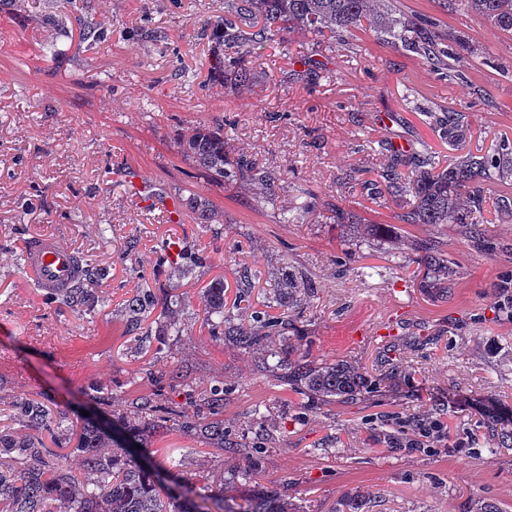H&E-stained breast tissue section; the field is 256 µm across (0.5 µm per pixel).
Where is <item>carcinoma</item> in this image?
<instances>
[{
  "instance_id": "carcinoma-1",
  "label": "carcinoma",
  "mask_w": 512,
  "mask_h": 512,
  "mask_svg": "<svg viewBox=\"0 0 512 512\" xmlns=\"http://www.w3.org/2000/svg\"><path fill=\"white\" fill-rule=\"evenodd\" d=\"M446 11L457 6L486 21L491 27L512 34V0H442ZM361 27L379 34L392 45L400 44L416 52L433 69L446 65L445 58L461 63L473 49L461 36L441 35L435 23L385 8V0H238L228 16L210 23L211 42L209 76L222 82L231 75L240 86L250 82V70L239 63V56L253 54L274 42L278 35H310L336 38V33ZM448 47H442L443 41ZM462 115L448 113L443 138L457 147L466 137ZM179 152L215 183L235 182L268 190L273 175L250 156L229 155L221 127H198L177 142ZM512 182V145L502 144L487 156L472 153L455 156L443 166L430 152H413L409 159L390 151L380 180L368 183L374 195L393 196L400 209L396 218L403 224H455L465 236L480 242L482 230L474 214L482 208L487 186ZM300 205L283 212V221L297 224L309 214L311 190L298 189ZM199 223L209 224L214 213L207 202L190 198ZM419 265L424 267L422 287L434 289L448 279V259L437 245L425 243L418 248ZM84 280L65 293L68 305L90 304L98 269L89 262ZM274 307L281 310L254 324H224V282L207 288L206 323L213 336L227 339L255 356V369L268 374L292 391L320 404H347L373 389L382 378L347 361L314 364L291 342L288 330L293 317L300 316L304 297L313 294L310 280L301 272L288 270L271 284ZM153 302L141 291L125 300L124 312L131 330L141 329ZM195 407L209 419L181 420L187 430L203 432L221 454L235 457L240 452H255L224 429V387L212 386L189 395ZM46 395L12 401L8 410L17 414L20 434L7 425L0 429V512H297L288 497L252 484L255 470L241 474L245 487L237 495H224V480L219 493L196 501L172 494L160 473L174 467V461L161 463L144 458L140 462L129 446L120 441L102 421L86 416L74 422L62 409H52ZM130 411L142 421L133 440L148 450L151 430L155 429L158 398L141 395L131 400ZM489 424L498 439V447L512 448V420L492 419ZM50 427L63 430L75 441L72 452L81 457V469L75 471L67 456L48 447L39 432Z\"/></svg>"
}]
</instances>
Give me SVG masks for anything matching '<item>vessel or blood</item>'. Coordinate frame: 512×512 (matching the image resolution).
<instances>
[{"label":"vessel or blood","mask_w":512,"mask_h":512,"mask_svg":"<svg viewBox=\"0 0 512 512\" xmlns=\"http://www.w3.org/2000/svg\"><path fill=\"white\" fill-rule=\"evenodd\" d=\"M25 268L37 287L48 296L63 294L80 281L83 274L78 255L47 235L31 240Z\"/></svg>","instance_id":"vessel-or-blood-1"}]
</instances>
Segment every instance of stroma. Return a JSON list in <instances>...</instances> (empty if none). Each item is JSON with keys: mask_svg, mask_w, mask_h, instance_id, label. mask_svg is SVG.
Returning <instances> with one entry per match:
<instances>
[{"mask_svg": "<svg viewBox=\"0 0 512 512\" xmlns=\"http://www.w3.org/2000/svg\"><path fill=\"white\" fill-rule=\"evenodd\" d=\"M388 6L468 40L462 78L352 28L332 48L285 38L248 57V87L220 85L207 78L205 25L227 0H0L1 403L46 394L119 433L125 401L158 391L183 401L167 378L176 366L183 383L224 388L225 430L260 448V484L301 512H329L357 494L367 512H473L484 501L512 512V450H495L487 427L491 414L512 417V304L499 290L512 278V210L497 205L512 199V184L487 196L489 243L480 247L453 224L397 223L389 197L344 179L353 167L374 179L382 167L376 151L357 150L360 140L424 143L451 159L439 124L447 111L463 115L468 151L512 141V36L475 14L448 13L441 0ZM84 24L98 27L97 40L81 39ZM307 59L321 66L314 86ZM227 120L229 149L277 173L269 195L213 183L178 153L181 136ZM300 186L315 192L316 211L280 223ZM192 193L208 201L212 223L186 208ZM336 200L388 234L350 243L349 226L324 209ZM44 233L101 269L94 311L43 297L25 278L24 244ZM422 241L448 258L447 297L426 292L414 274ZM189 260L194 270L182 274ZM369 266L376 275L365 276ZM285 268L317 287L291 330L311 361L372 372L392 351L401 374L355 403L318 405L210 335L205 288L223 279L225 315L247 323ZM244 269L260 274L245 309L234 302ZM144 288L155 301L150 333L134 336L121 306ZM172 318L183 335H166ZM432 408L442 410L448 439L420 450L379 438ZM153 447L158 459H180L179 489L194 498L254 465L222 459L189 431L161 428Z\"/></svg>", "mask_w": 512, "mask_h": 512, "instance_id": "35a3bbf8", "label": "stroma"}]
</instances>
